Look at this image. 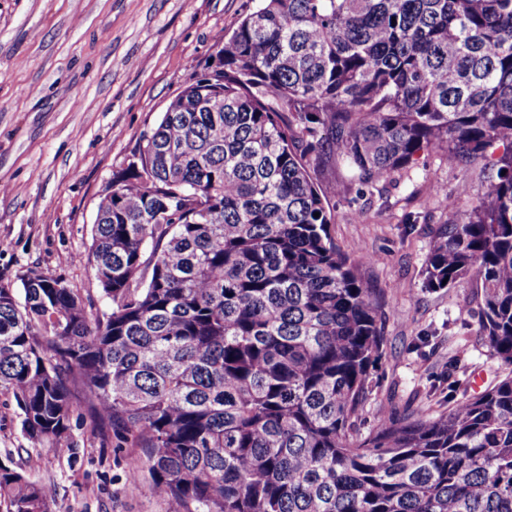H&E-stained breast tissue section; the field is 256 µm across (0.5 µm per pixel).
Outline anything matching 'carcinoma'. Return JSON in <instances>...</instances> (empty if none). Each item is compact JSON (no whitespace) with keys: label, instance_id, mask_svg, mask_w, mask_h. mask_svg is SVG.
<instances>
[{"label":"carcinoma","instance_id":"carcinoma-1","mask_svg":"<svg viewBox=\"0 0 512 512\" xmlns=\"http://www.w3.org/2000/svg\"><path fill=\"white\" fill-rule=\"evenodd\" d=\"M214 45L98 204L111 311L34 269L21 301L0 284L25 438L57 450L83 405L177 512H512L511 372L360 432L381 310L330 233L340 185L309 173L369 188L425 152L492 157L448 203L425 286L479 282V332L512 366V0H259ZM52 498L0 463L5 512Z\"/></svg>","mask_w":512,"mask_h":512}]
</instances>
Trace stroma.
Returning <instances> with one entry per match:
<instances>
[{"instance_id": "35a3bbf8", "label": "stroma", "mask_w": 512, "mask_h": 512, "mask_svg": "<svg viewBox=\"0 0 512 512\" xmlns=\"http://www.w3.org/2000/svg\"><path fill=\"white\" fill-rule=\"evenodd\" d=\"M257 0H0V283L20 288L36 269L61 276L95 311L110 308L87 263L97 207L113 170L200 72L215 34ZM488 161L445 165L433 154L374 188L337 170L331 233L383 301L385 344L368 377L365 429L391 412H446L507 366L480 336L481 290L473 280L433 291L426 258L446 201L481 192ZM456 373H449V363ZM74 450L40 449L31 467L14 398L0 394V462L54 489L51 512H171L143 452L101 443L85 411L71 416Z\"/></svg>"}]
</instances>
